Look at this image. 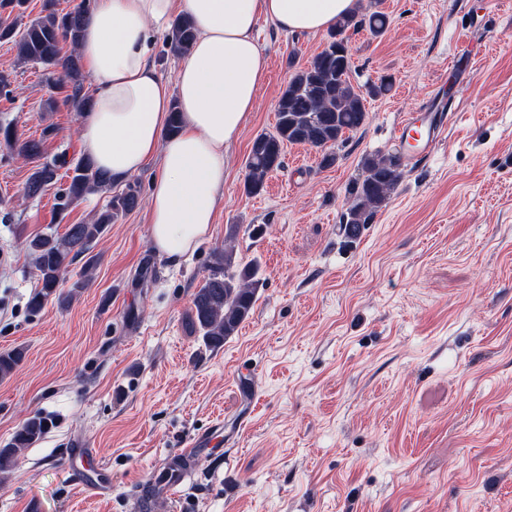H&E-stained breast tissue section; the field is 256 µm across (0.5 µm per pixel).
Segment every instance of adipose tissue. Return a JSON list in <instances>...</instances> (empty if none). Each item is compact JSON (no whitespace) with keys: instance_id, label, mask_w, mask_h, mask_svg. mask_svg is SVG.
<instances>
[{"instance_id":"obj_1","label":"adipose tissue","mask_w":512,"mask_h":512,"mask_svg":"<svg viewBox=\"0 0 512 512\" xmlns=\"http://www.w3.org/2000/svg\"><path fill=\"white\" fill-rule=\"evenodd\" d=\"M354 8L355 0H95L79 44L91 107L78 143L117 182L158 162L148 207L158 253L176 260L193 250L224 200L228 148L267 75L258 19L316 34ZM180 16L189 18L196 38L170 81L154 44ZM174 106L181 129L172 135Z\"/></svg>"}]
</instances>
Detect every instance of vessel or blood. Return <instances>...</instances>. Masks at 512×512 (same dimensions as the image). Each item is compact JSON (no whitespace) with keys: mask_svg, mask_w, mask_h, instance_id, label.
I'll return each instance as SVG.
<instances>
[{"mask_svg":"<svg viewBox=\"0 0 512 512\" xmlns=\"http://www.w3.org/2000/svg\"><path fill=\"white\" fill-rule=\"evenodd\" d=\"M448 118V104L443 100L435 103L430 111L408 114L395 133L396 139L405 148L404 157L408 162H416L436 148L446 130ZM209 443V437L205 434L188 441L179 452L183 468L168 473H152L147 480L148 485L159 492L174 493L191 475L195 458L208 451Z\"/></svg>","mask_w":512,"mask_h":512,"instance_id":"b4317fda","label":"vessel or blood"}]
</instances>
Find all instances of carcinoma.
I'll use <instances>...</instances> for the list:
<instances>
[{
    "label": "carcinoma",
    "mask_w": 512,
    "mask_h": 512,
    "mask_svg": "<svg viewBox=\"0 0 512 512\" xmlns=\"http://www.w3.org/2000/svg\"><path fill=\"white\" fill-rule=\"evenodd\" d=\"M90 11L91 0H80L65 12L57 9L56 0H43L39 15L29 20L23 29L0 26V41L14 42L22 60L53 74L49 83L63 94L65 104L80 113L88 108L89 96L83 93L79 60L72 55L62 56L61 44H79L84 20ZM363 25L371 34L381 35L386 30L387 18L374 10L363 14L361 19L356 14L341 19L332 30V41L289 81L278 101L275 131L258 135L251 146L245 181L247 192H259L266 175L282 166L285 145L330 148L345 132L363 126L367 118L363 98L347 81L351 55L345 37L349 28ZM194 39V29L183 17L173 23L167 45L174 54L184 55L190 51ZM0 138L19 156L32 161L41 157V142L18 138L8 125H0ZM363 170V179L350 189L351 204L346 222L341 225L344 236L351 241L358 238L402 178L400 158L396 155L368 156L363 161ZM69 171L68 183L63 188V196L68 200H79L112 188V178L86 156L72 162ZM56 182L57 165L40 163L35 165L27 181L26 192L32 197L38 196ZM138 204L139 190L130 184L125 191L112 196L93 223L71 224L61 236L37 234L27 240L40 281V289L29 300L30 308L38 311L52 297L60 305L68 306L86 286V281H76L68 292L62 293L59 288L63 274L80 257L92 264L93 244L110 224L135 210ZM260 286L257 264H241L232 248L213 253L208 274L196 288L191 304V323L205 347L218 349L226 338L235 334L253 309ZM24 358L22 347L1 352L0 379L12 374ZM47 428L46 418L39 415L28 418L10 442L0 448V472L9 471L18 450L39 441Z\"/></svg>",
    "instance_id": "obj_1"
}]
</instances>
